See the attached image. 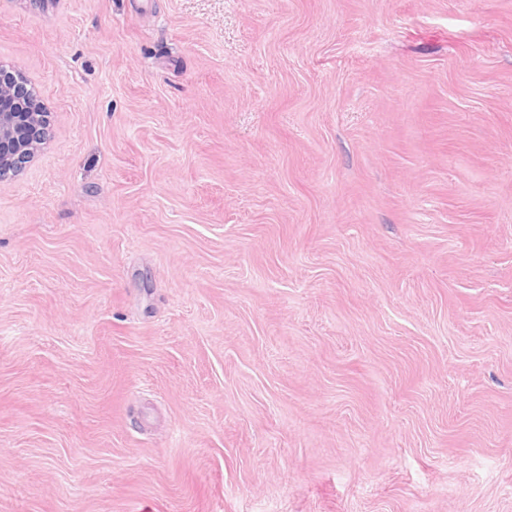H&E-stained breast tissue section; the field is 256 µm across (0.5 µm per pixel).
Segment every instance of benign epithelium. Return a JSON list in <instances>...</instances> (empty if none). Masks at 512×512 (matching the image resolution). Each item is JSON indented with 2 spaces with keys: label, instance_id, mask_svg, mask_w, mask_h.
<instances>
[{
  "label": "benign epithelium",
  "instance_id": "1",
  "mask_svg": "<svg viewBox=\"0 0 512 512\" xmlns=\"http://www.w3.org/2000/svg\"><path fill=\"white\" fill-rule=\"evenodd\" d=\"M0 179L21 172L45 142L49 115L27 82L0 69Z\"/></svg>",
  "mask_w": 512,
  "mask_h": 512
}]
</instances>
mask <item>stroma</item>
I'll return each instance as SVG.
<instances>
[{"mask_svg":"<svg viewBox=\"0 0 512 512\" xmlns=\"http://www.w3.org/2000/svg\"><path fill=\"white\" fill-rule=\"evenodd\" d=\"M0 512H512V0H0ZM0 179L21 172L45 142L48 112L30 93L27 82L0 69Z\"/></svg>","mask_w":512,"mask_h":512,"instance_id":"35a3bbf8","label":"stroma"}]
</instances>
